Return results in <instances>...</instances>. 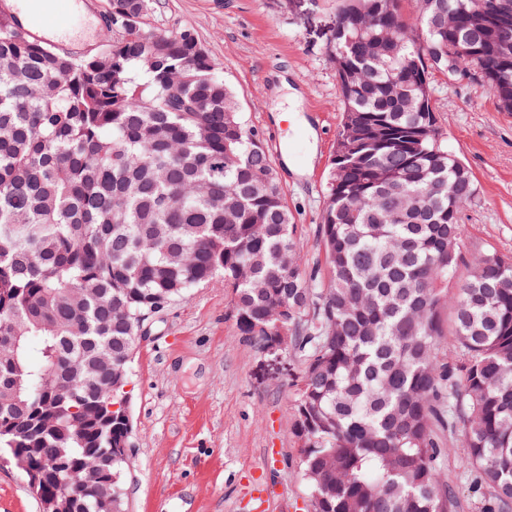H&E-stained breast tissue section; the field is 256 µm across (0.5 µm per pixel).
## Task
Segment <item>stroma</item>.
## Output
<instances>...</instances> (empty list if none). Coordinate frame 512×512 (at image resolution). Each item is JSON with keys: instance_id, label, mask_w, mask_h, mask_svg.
Returning a JSON list of instances; mask_svg holds the SVG:
<instances>
[{"instance_id": "1", "label": "stroma", "mask_w": 512, "mask_h": 512, "mask_svg": "<svg viewBox=\"0 0 512 512\" xmlns=\"http://www.w3.org/2000/svg\"><path fill=\"white\" fill-rule=\"evenodd\" d=\"M340 0H155L153 24L193 27L238 94L278 172L306 269H324L317 238L342 104L329 61ZM300 95L304 125L275 123L276 74ZM433 106L449 151L477 187L465 207L464 253L512 256V112L482 83L434 73ZM222 285L195 289L146 328L130 364L129 497L126 512H309L291 386L297 361L271 359L241 336ZM457 506L479 512V494L441 436ZM0 512H40L24 474L0 463Z\"/></svg>"}]
</instances>
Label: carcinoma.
<instances>
[{"label":"carcinoma","mask_w":512,"mask_h":512,"mask_svg":"<svg viewBox=\"0 0 512 512\" xmlns=\"http://www.w3.org/2000/svg\"><path fill=\"white\" fill-rule=\"evenodd\" d=\"M483 0H341L329 57L343 104L318 225L327 278L304 274L274 164L194 30H160L152 0H107L103 66L36 42L0 12V453L17 444L94 512L98 459L123 437L92 418L125 383L96 373L192 289L221 283L241 335L282 334L298 359L294 429L314 512H449L438 432L512 512V257L463 263L476 194L445 145L425 48L482 71L512 112ZM288 308L277 323L270 313ZM455 351L440 363L442 345ZM67 360L69 389L42 375ZM80 409L75 416L72 409ZM127 458L112 455L126 499Z\"/></svg>","instance_id":"obj_1"}]
</instances>
